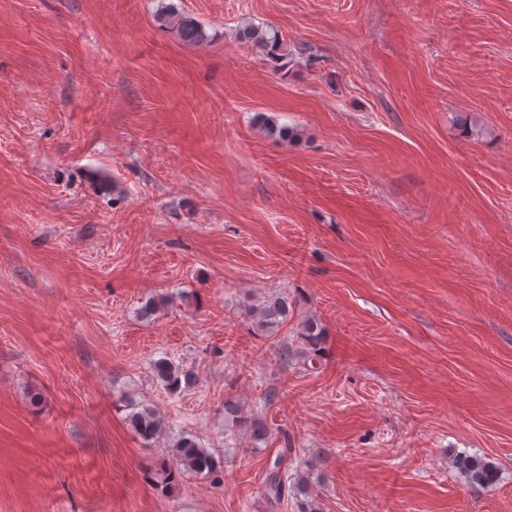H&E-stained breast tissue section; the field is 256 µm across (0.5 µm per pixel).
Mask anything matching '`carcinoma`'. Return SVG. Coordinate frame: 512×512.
I'll return each mask as SVG.
<instances>
[{
    "instance_id": "carcinoma-1",
    "label": "carcinoma",
    "mask_w": 512,
    "mask_h": 512,
    "mask_svg": "<svg viewBox=\"0 0 512 512\" xmlns=\"http://www.w3.org/2000/svg\"><path fill=\"white\" fill-rule=\"evenodd\" d=\"M158 20L165 27L175 28L180 39L192 45H201L206 36L200 24L191 16L180 12L170 4L162 8ZM237 36L243 43L256 49L259 54L274 62L288 58V49L278 33L264 30L252 24H245L238 29ZM261 126L270 135L291 141L297 136V129L292 126L279 125L275 119L261 113L258 115ZM248 314L261 329L271 331L288 317V299L276 297L258 308H251ZM323 336L319 323L309 318L305 320L298 333L302 344L298 354L305 356L318 351ZM153 379L171 396H180L191 390L196 384L195 372L174 361L161 358L151 366ZM127 411L126 421L129 426L147 443L154 441L167 432L168 421L152 404L133 398H126L122 404ZM168 458L159 463L158 471L162 474L161 483L169 485L184 474L211 477L219 482L218 474L223 468L224 459L205 448L197 436L182 434L169 445ZM456 468L467 481L482 489L494 486L498 471L493 463L480 456L461 455L455 461Z\"/></svg>"
}]
</instances>
